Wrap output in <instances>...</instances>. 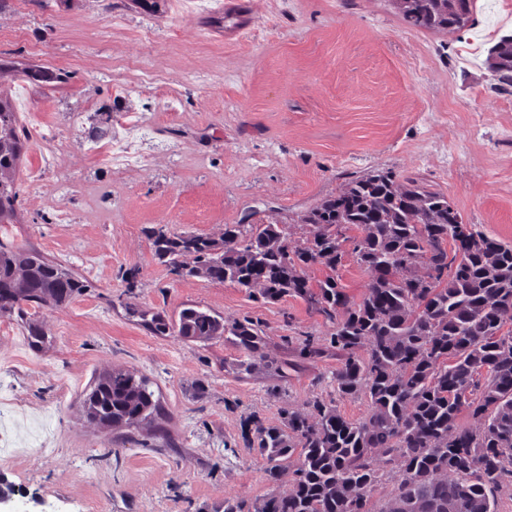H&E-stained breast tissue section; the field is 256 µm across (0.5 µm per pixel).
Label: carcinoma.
I'll return each mask as SVG.
<instances>
[{
    "label": "carcinoma",
    "mask_w": 512,
    "mask_h": 512,
    "mask_svg": "<svg viewBox=\"0 0 512 512\" xmlns=\"http://www.w3.org/2000/svg\"><path fill=\"white\" fill-rule=\"evenodd\" d=\"M473 0H397L412 29L458 31ZM498 84L512 88V36L488 51ZM26 147L16 112L0 94V224L16 217L13 175ZM302 245L279 224H226L211 239L150 228L154 258L178 277L233 284L263 304L300 298L331 323L329 336H304L293 348L302 361L336 358L337 398L367 401L360 420L341 414L336 398L317 397L279 421H251L246 438L266 459L269 494L226 498L213 512H502L512 490V245L477 232L440 192L415 180L402 184L378 170L348 181L300 217ZM352 254L372 280L351 298L336 279L346 232ZM318 265L312 284L304 270ZM90 284L37 251L0 248V318L17 317L31 345L50 343L29 309L63 307ZM151 333L190 340L223 338L240 352L230 365L248 374L254 361L278 375L265 354L261 325L248 316L226 321L199 307L178 320L124 304ZM102 429L139 431L159 424L162 407L148 382L124 370L101 373L82 402ZM477 422H461L462 416ZM291 487L277 489L283 472ZM384 503L374 493L385 476Z\"/></svg>",
    "instance_id": "cac0c4a2"
}]
</instances>
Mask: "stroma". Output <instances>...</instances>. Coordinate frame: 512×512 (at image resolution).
Segmentation results:
<instances>
[{"label": "stroma", "instance_id": "1", "mask_svg": "<svg viewBox=\"0 0 512 512\" xmlns=\"http://www.w3.org/2000/svg\"><path fill=\"white\" fill-rule=\"evenodd\" d=\"M199 0L189 14L132 0H12L0 12V89L26 133L16 223L0 246L36 250L90 282L37 312L52 334L32 348L0 320V416L14 445L0 473L43 512H212L264 496L265 458L244 440L252 416L330 396L336 361L292 366L286 342L325 337L305 301L263 305L228 283L181 279L153 257L146 228L218 237L225 225L299 218L352 178L388 170L446 196L464 221L512 244V91L486 68L512 34V0H475L455 33L408 27L388 0ZM61 73L30 81L25 67ZM144 130L140 164L112 163L92 126ZM135 283H128L130 270ZM177 319L187 307L257 320L283 376L224 370L231 343L157 336L122 304ZM123 368L160 395L166 432L105 431L81 410L95 376ZM205 391L196 394V383Z\"/></svg>", "mask_w": 512, "mask_h": 512}]
</instances>
